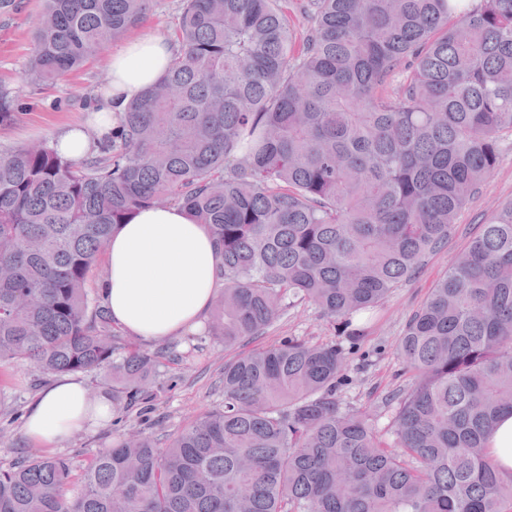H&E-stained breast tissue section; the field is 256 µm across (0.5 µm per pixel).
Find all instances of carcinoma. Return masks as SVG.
Segmentation results:
<instances>
[{
  "label": "carcinoma",
  "instance_id": "obj_1",
  "mask_svg": "<svg viewBox=\"0 0 512 512\" xmlns=\"http://www.w3.org/2000/svg\"><path fill=\"white\" fill-rule=\"evenodd\" d=\"M148 0H44L28 70L55 81ZM182 0L163 75L73 161L0 153V368L104 371L149 404L163 351L127 343L90 278L117 225L178 205L221 257L207 335L231 349L314 303L376 308L448 244L512 136V0ZM387 427L345 404L340 344L285 337L224 363V401L165 442L122 437L77 474L0 465V512H512L486 452L512 411V200L410 318Z\"/></svg>",
  "mask_w": 512,
  "mask_h": 512
}]
</instances>
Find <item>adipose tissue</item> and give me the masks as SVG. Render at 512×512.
Masks as SVG:
<instances>
[{
  "label": "adipose tissue",
  "instance_id": "1",
  "mask_svg": "<svg viewBox=\"0 0 512 512\" xmlns=\"http://www.w3.org/2000/svg\"><path fill=\"white\" fill-rule=\"evenodd\" d=\"M163 37L143 35L113 53L107 88L93 121L111 130L115 115L157 81L173 57ZM102 294L115 323L145 341H160L197 327L216 294L220 257L206 225L177 205L144 207L112 233L105 253ZM112 419L109 395L90 399L83 380L66 376L28 407L23 433L54 451L76 433Z\"/></svg>",
  "mask_w": 512,
  "mask_h": 512
}]
</instances>
